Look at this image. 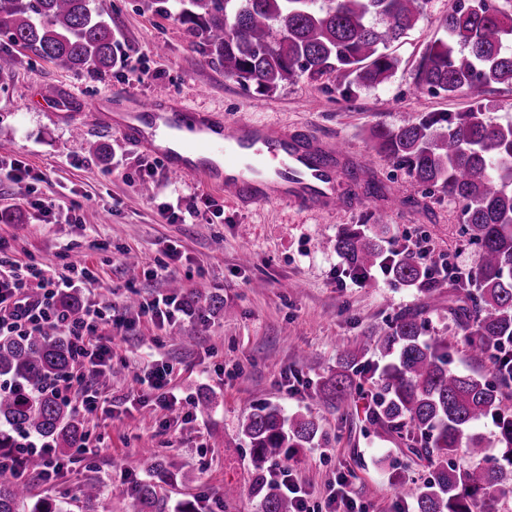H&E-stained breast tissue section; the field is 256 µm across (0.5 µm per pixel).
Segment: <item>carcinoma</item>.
I'll return each mask as SVG.
<instances>
[{"instance_id":"1","label":"carcinoma","mask_w":512,"mask_h":512,"mask_svg":"<svg viewBox=\"0 0 512 512\" xmlns=\"http://www.w3.org/2000/svg\"><path fill=\"white\" fill-rule=\"evenodd\" d=\"M178 18L193 49L224 76L268 91L299 73L377 86L394 74L398 59L388 46L404 37L425 0H177ZM444 36L429 46L417 70L419 85L436 93H462L471 100L465 112L429 114L398 130L370 131L378 154L409 169L426 188H440L463 203L467 233L480 246L476 271L457 277L431 270L409 255L397 256L392 278L428 294L448 292V314L468 336L471 352L492 356L512 340V123L492 125L482 118V100L493 84L512 85V13L491 0H455L443 21ZM0 34L66 71L105 74L116 63L112 23L91 7V0H0ZM447 124V131L437 125ZM348 199L356 190L378 192L374 180L348 173ZM354 275L364 276L384 256L379 238L359 229L336 236L334 245ZM59 306L72 319L82 315L79 298L66 294ZM420 313L409 311L375 344L387 364L374 379L377 399L371 421L395 435L412 454L433 466L418 485L393 481L400 498L414 501L416 512H496L504 483L512 482V412L505 411L512 366H498L492 383L450 366L454 337H421ZM336 373L322 381L318 398L339 405L352 395L351 371L364 349L339 345ZM72 364L68 337L43 332L0 336V449L19 448L21 439L48 442L66 456L86 436L84 417L46 389ZM489 419L497 429L501 457L485 464L487 445L470 434ZM257 467L280 457L286 448H303L321 436L311 414L285 416L260 407L243 420ZM464 449L468 464H448ZM151 480L135 487V512H167L159 484L176 479L163 459L149 465ZM263 512H293L283 488L260 481ZM101 490L83 489L85 512H95ZM63 499H33L28 485L0 473V512H69Z\"/></svg>"}]
</instances>
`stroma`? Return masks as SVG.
<instances>
[{
	"label": "stroma",
	"instance_id": "stroma-1",
	"mask_svg": "<svg viewBox=\"0 0 512 512\" xmlns=\"http://www.w3.org/2000/svg\"><path fill=\"white\" fill-rule=\"evenodd\" d=\"M454 3L428 0L413 29L390 48L397 71L374 87L348 88L332 74H300L266 92L242 86L195 52L176 14L156 12L152 0H93L111 20L116 40L117 62L103 75L57 69L0 35V48L15 57L0 77V160L26 170L20 181L0 171V210L19 218L0 223V240L14 258L50 270L89 267L93 279L76 290L82 303L110 304L133 322L112 337V371L103 385L112 417L86 420L96 456L66 466L52 488L38 483L36 464H28L35 496L66 497L71 512H82L84 485L108 491L125 476L147 480V463L162 458L178 473L163 488L170 512L187 501L199 512H262L256 480L273 466L256 467L241 422L265 405L287 415L312 413L327 435L284 454L316 512H323L341 472L371 512H400L391 474L419 484L429 478L426 461L369 424L370 380L356 376L353 396L337 407L316 401L314 390L320 377L336 370L337 342L364 347L363 366H378V335L413 310L420 313L423 338L454 337L455 370L492 377L491 360L473 357L465 330L449 318L447 295L428 298L390 279L374 288L337 285L347 273L333 248L339 232L372 234L381 222L385 249L420 245L476 269L479 249L467 235L461 203L426 190L406 168L379 157L376 179L396 190L386 215L357 203L332 213L282 203L241 206L203 179H170L111 123L114 113L135 110L142 98L165 89L195 112L301 128L371 151L373 127L396 130L431 112L469 108L464 95L436 94L416 79ZM49 85L57 102L38 96ZM95 141L107 143V156L90 151ZM204 198L212 209L184 224L166 220V212ZM33 199L50 214L31 208ZM173 247L180 261L170 259ZM176 290L202 303L221 297L224 308L205 319L182 310L171 325L141 315V304ZM157 367L167 368L176 394L194 401L207 392L213 406L188 416L139 400L140 377ZM228 487L238 489V497L225 498Z\"/></svg>",
	"mask_w": 512,
	"mask_h": 512
}]
</instances>
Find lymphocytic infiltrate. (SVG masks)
I'll list each match as a JSON object with an SVG mask.
<instances>
[{"label": "lymphocytic infiltrate", "mask_w": 512, "mask_h": 512, "mask_svg": "<svg viewBox=\"0 0 512 512\" xmlns=\"http://www.w3.org/2000/svg\"><path fill=\"white\" fill-rule=\"evenodd\" d=\"M88 268L69 266L49 272L38 264L0 256V334L25 336L33 332L60 331L72 347L74 371L53 381L51 388L62 399L79 395L77 408L96 415L107 398L99 388V378L112 364V341L101 336L103 326L125 328L123 319L113 317L111 306L86 305L79 319H68L59 309L61 295L75 287L76 277H90ZM39 463V480L53 484L60 464L45 443L29 442L12 453L0 455V472L24 478L29 459Z\"/></svg>", "instance_id": "obj_1"}]
</instances>
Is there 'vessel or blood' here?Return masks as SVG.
<instances>
[{"instance_id":"vessel-or-blood-1","label":"vessel or blood","mask_w":512,"mask_h":512,"mask_svg":"<svg viewBox=\"0 0 512 512\" xmlns=\"http://www.w3.org/2000/svg\"><path fill=\"white\" fill-rule=\"evenodd\" d=\"M167 90L141 100L119 127L131 143L155 154L175 180L204 177L226 200L285 202L330 212L344 205L343 171H369L367 154L262 121L222 122L184 107H167Z\"/></svg>"}]
</instances>
